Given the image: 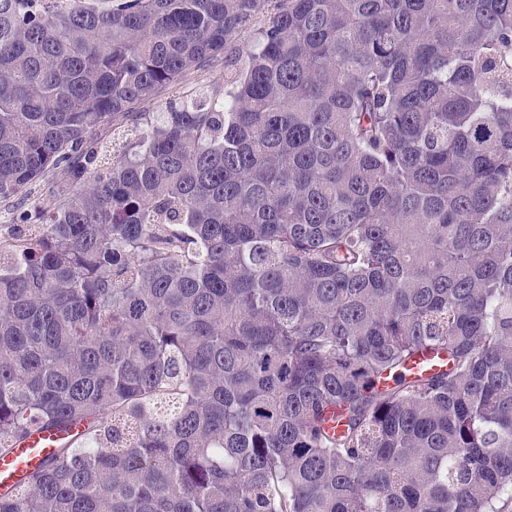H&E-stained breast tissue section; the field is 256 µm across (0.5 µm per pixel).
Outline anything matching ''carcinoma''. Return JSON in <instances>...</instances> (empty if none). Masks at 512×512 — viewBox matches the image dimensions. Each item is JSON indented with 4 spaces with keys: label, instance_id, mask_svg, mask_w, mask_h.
I'll return each instance as SVG.
<instances>
[{
    "label": "carcinoma",
    "instance_id": "cac0c4a2",
    "mask_svg": "<svg viewBox=\"0 0 512 512\" xmlns=\"http://www.w3.org/2000/svg\"><path fill=\"white\" fill-rule=\"evenodd\" d=\"M40 186L0 455L69 439L0 512L512 503V0H0V202ZM412 375H426L441 369H448V359L445 354H420L408 366Z\"/></svg>",
    "mask_w": 512,
    "mask_h": 512
}]
</instances>
